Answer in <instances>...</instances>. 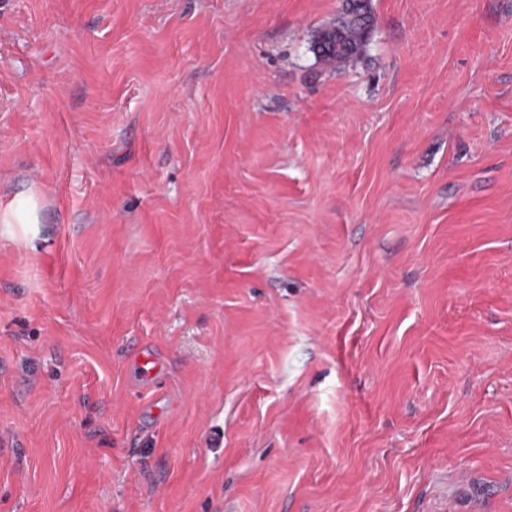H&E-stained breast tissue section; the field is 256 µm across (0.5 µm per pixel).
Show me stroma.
<instances>
[{
    "label": "stroma",
    "instance_id": "obj_1",
    "mask_svg": "<svg viewBox=\"0 0 512 512\" xmlns=\"http://www.w3.org/2000/svg\"><path fill=\"white\" fill-rule=\"evenodd\" d=\"M0 0V512H512V0ZM373 24L370 0H345L336 18L312 41L310 50L317 59L329 63L360 55L368 44Z\"/></svg>",
    "mask_w": 512,
    "mask_h": 512
}]
</instances>
